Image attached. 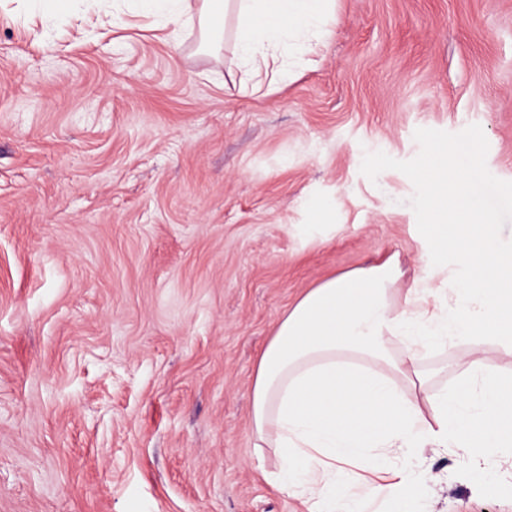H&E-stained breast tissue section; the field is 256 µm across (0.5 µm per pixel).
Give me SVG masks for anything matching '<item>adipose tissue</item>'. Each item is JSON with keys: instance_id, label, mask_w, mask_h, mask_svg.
I'll list each match as a JSON object with an SVG mask.
<instances>
[{"instance_id": "ef3b65f1", "label": "adipose tissue", "mask_w": 512, "mask_h": 512, "mask_svg": "<svg viewBox=\"0 0 512 512\" xmlns=\"http://www.w3.org/2000/svg\"><path fill=\"white\" fill-rule=\"evenodd\" d=\"M165 21L207 30L237 20L251 94L288 72L289 40L326 36L334 0H136ZM470 153L444 150L427 178L431 202L421 267L400 287L396 259L309 289L277 325L252 388L255 445L275 449L271 480L304 497L307 512H365L348 467L403 448H453L480 459L512 450V375L471 356L452 389L430 386L426 352L455 340L512 354V246L467 201Z\"/></svg>"}]
</instances>
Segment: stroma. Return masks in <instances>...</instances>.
<instances>
[{
  "label": "stroma",
  "instance_id": "stroma-1",
  "mask_svg": "<svg viewBox=\"0 0 512 512\" xmlns=\"http://www.w3.org/2000/svg\"><path fill=\"white\" fill-rule=\"evenodd\" d=\"M258 98L234 17L0 0V512H305L254 445L259 357L308 289L417 274L432 152L512 243V0H335ZM495 345L460 343L425 360ZM376 512H512V452L399 454ZM395 481L383 484H372L368 491L373 498L400 499L406 492L407 487L422 476L414 471L403 468H394Z\"/></svg>",
  "mask_w": 512,
  "mask_h": 512
}]
</instances>
